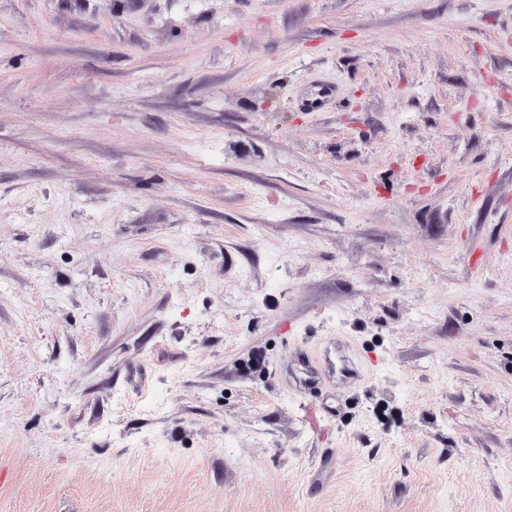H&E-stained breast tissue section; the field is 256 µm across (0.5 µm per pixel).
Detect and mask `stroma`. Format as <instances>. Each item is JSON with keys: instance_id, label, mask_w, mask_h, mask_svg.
<instances>
[{"instance_id": "stroma-1", "label": "stroma", "mask_w": 512, "mask_h": 512, "mask_svg": "<svg viewBox=\"0 0 512 512\" xmlns=\"http://www.w3.org/2000/svg\"><path fill=\"white\" fill-rule=\"evenodd\" d=\"M0 512H512V0H0Z\"/></svg>"}]
</instances>
